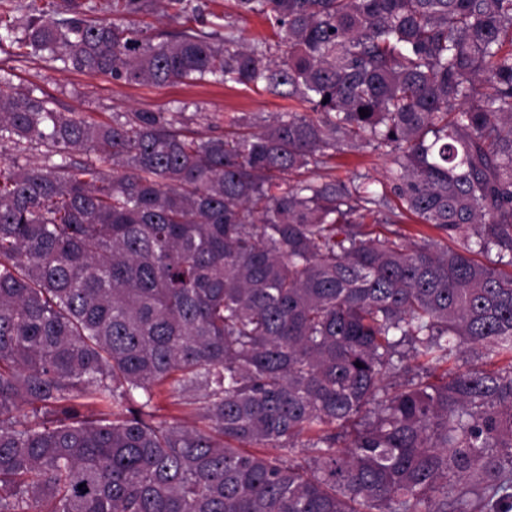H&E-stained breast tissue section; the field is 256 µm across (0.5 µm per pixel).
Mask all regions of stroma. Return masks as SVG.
<instances>
[{"label": "stroma", "instance_id": "35a3bbf8", "mask_svg": "<svg viewBox=\"0 0 512 512\" xmlns=\"http://www.w3.org/2000/svg\"><path fill=\"white\" fill-rule=\"evenodd\" d=\"M0 69L10 73L19 90L46 94L58 111L95 123L111 121L116 112H167L190 130L205 135L224 131L232 117L242 113L266 118L300 109L295 101L258 88L211 82L193 86L125 84L104 74L62 71L51 62L20 58L18 48L6 43L0 45ZM389 168L387 158L367 146L337 153L315 177L345 181L361 172L369 174L374 188L379 189L388 181Z\"/></svg>", "mask_w": 512, "mask_h": 512}]
</instances>
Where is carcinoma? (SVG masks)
Returning a JSON list of instances; mask_svg holds the SVG:
<instances>
[{"label": "carcinoma", "instance_id": "1", "mask_svg": "<svg viewBox=\"0 0 512 512\" xmlns=\"http://www.w3.org/2000/svg\"><path fill=\"white\" fill-rule=\"evenodd\" d=\"M64 2L22 56L310 114L91 123L0 75V512H512V0H235L248 44ZM363 145L382 191L302 178Z\"/></svg>", "mask_w": 512, "mask_h": 512}]
</instances>
